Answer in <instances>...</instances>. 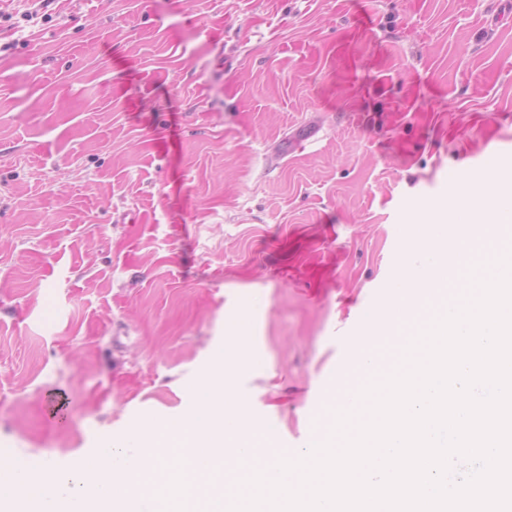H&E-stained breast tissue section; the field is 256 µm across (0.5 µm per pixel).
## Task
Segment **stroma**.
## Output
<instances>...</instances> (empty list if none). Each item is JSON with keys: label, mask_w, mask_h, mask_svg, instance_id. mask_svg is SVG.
I'll use <instances>...</instances> for the list:
<instances>
[{"label": "stroma", "mask_w": 512, "mask_h": 512, "mask_svg": "<svg viewBox=\"0 0 512 512\" xmlns=\"http://www.w3.org/2000/svg\"><path fill=\"white\" fill-rule=\"evenodd\" d=\"M512 0H0V449L69 463L246 318L308 448L410 208L512 160Z\"/></svg>", "instance_id": "35a3bbf8"}]
</instances>
